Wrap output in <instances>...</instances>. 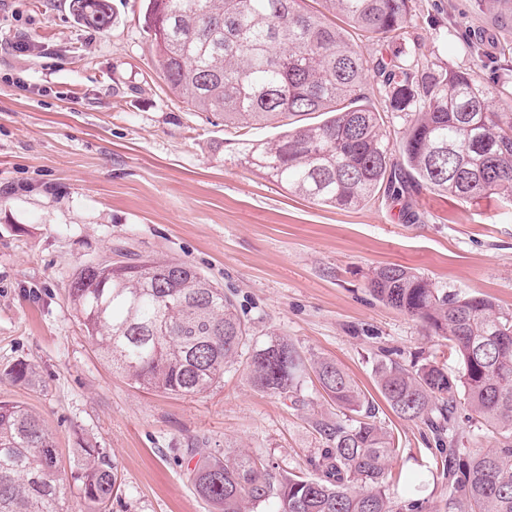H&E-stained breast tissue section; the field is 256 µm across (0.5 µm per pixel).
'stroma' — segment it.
Instances as JSON below:
<instances>
[{"mask_svg": "<svg viewBox=\"0 0 512 512\" xmlns=\"http://www.w3.org/2000/svg\"><path fill=\"white\" fill-rule=\"evenodd\" d=\"M110 3L112 24L99 31L75 22L71 0H0V400L40 416L59 471L81 438L117 459L111 512H213L190 477L201 456L247 450L276 473L317 477L315 423L336 408L312 365L328 359L400 440L397 499L448 512L433 434L392 411L375 367L419 360L454 373L460 364L445 338L377 300L368 277L408 267L511 310L512 200L420 187L339 210L289 193L235 153L274 128L228 127L183 103L154 68L143 0ZM21 39L30 52L12 50ZM406 42L475 71L495 111L512 113V31L494 28L474 0H416ZM119 251L181 259L218 283L259 340L284 339L302 355L297 394L254 387L241 361L195 397L113 373L68 288L79 268ZM21 361L34 381L11 378Z\"/></svg>", "mask_w": 512, "mask_h": 512, "instance_id": "35a3bbf8", "label": "stroma"}]
</instances>
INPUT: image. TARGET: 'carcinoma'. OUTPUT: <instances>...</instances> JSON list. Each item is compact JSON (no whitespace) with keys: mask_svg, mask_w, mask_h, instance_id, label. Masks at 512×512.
Instances as JSON below:
<instances>
[{"mask_svg":"<svg viewBox=\"0 0 512 512\" xmlns=\"http://www.w3.org/2000/svg\"><path fill=\"white\" fill-rule=\"evenodd\" d=\"M412 0H146L153 63L168 87L224 125H272L270 140L241 142L240 159L289 192L319 205L358 208L406 186L452 198L512 197V117L492 110L473 70L423 59L406 45ZM512 23V0H476ZM78 20L106 30L108 0H72ZM399 43L366 57L348 29ZM378 78L381 107L361 93ZM404 121L402 162L391 160L381 112ZM319 112L325 118L307 122ZM374 296L448 339L460 361L450 374L428 362H380L377 385L401 418L436 434V467L448 478V512H512V311L460 296L401 266L374 269ZM69 297L112 369L137 388L180 396L224 379L252 336L231 297L186 261L132 258L82 267ZM252 384L279 396L298 390L302 359L284 340L254 348ZM336 419L316 422L326 448L319 477L276 478L259 455L212 457L192 481L216 512H426V501H394L390 462L398 438L377 424L375 406L336 363H315ZM494 435L493 448L459 445L458 407ZM58 448L25 406L0 400V512H66ZM70 479L83 512H109L118 465L102 448L73 449Z\"/></svg>","mask_w":512,"mask_h":512,"instance_id":"obj_1","label":"carcinoma"}]
</instances>
